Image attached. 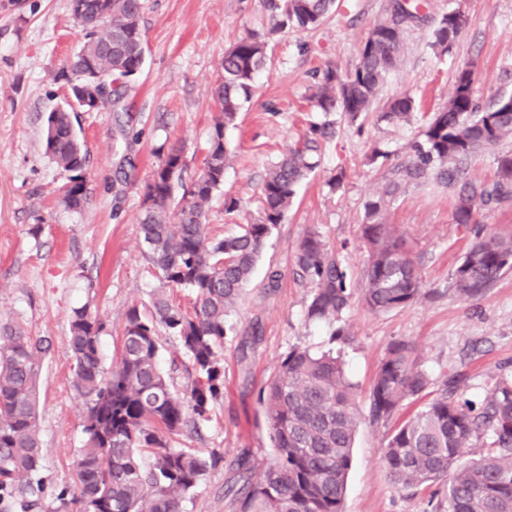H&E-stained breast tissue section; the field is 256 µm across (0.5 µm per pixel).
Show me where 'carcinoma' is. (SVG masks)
<instances>
[{
	"label": "carcinoma",
	"instance_id": "cac0c4a2",
	"mask_svg": "<svg viewBox=\"0 0 512 512\" xmlns=\"http://www.w3.org/2000/svg\"><path fill=\"white\" fill-rule=\"evenodd\" d=\"M335 0H264L271 32L318 27ZM144 0H94L80 27L83 43L74 53L76 74L91 66L112 83L113 102L124 100L125 79L144 63L141 16ZM426 15L411 0H390L387 17L377 21L362 41L355 67L340 73L330 64L316 70L311 103L324 121L310 125L303 140L267 172L256 222L236 233L213 236L205 224L213 193L224 183L232 151L224 138L253 91L256 74L267 59L266 42L247 36L224 56L223 75L214 95L220 114L208 139L204 168L188 195L174 196L182 180V150L158 154L144 187L138 223L144 255L164 284L193 297V312L173 306L165 295L153 300L145 316L129 308L120 359L105 368L102 334L108 324L83 306L69 321L73 387L84 410L86 442L75 461L73 488L58 500L70 512H183L188 494L202 482L209 462L170 444L168 436L187 424L209 420L224 389L220 351L234 310L250 281L265 241L282 223L298 186L317 166L314 153L334 137L335 120L351 121L369 111L387 75L401 60L403 35ZM434 23L433 46L448 50L460 37L467 18L450 9ZM477 71L462 68L445 108L436 113L411 143V159L394 167L377 199L367 205L360 240L367 251L361 299L374 313L411 305L426 295L407 241L384 208L412 184L433 176L452 185L464 174L477 150L512 138V95L482 107L475 98ZM413 110L408 95L395 98L383 113L401 120ZM46 154L65 172L62 200L77 209L85 199L86 155L71 113L50 112L45 122ZM512 202V153L498 156L490 183H464L454 197V222L474 235V242L454 270L453 295L474 300L512 271V236L484 232L478 210ZM301 276L314 286L307 318L331 325L353 298L343 256L326 247L312 230L296 250ZM179 342L188 360L191 382L175 393L159 365L158 329ZM48 341L30 335L19 323L0 325V512H42L43 452L38 428L39 379ZM463 375L452 372L436 395L387 437L383 464L401 489L439 484L437 512H512V379H500L479 404L461 400ZM432 380L417 347L406 339L388 345L370 391V416L387 422L407 402L419 399ZM274 459L255 472L247 454L240 457L246 512H345L352 448L362 414L354 385L340 356L293 348L280 361L260 392ZM482 437L485 453L459 462L461 450ZM150 453L145 463L139 452Z\"/></svg>",
	"mask_w": 512,
	"mask_h": 512
}]
</instances>
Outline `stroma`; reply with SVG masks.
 Listing matches in <instances>:
<instances>
[{
  "instance_id": "35a3bbf8",
  "label": "stroma",
  "mask_w": 512,
  "mask_h": 512,
  "mask_svg": "<svg viewBox=\"0 0 512 512\" xmlns=\"http://www.w3.org/2000/svg\"><path fill=\"white\" fill-rule=\"evenodd\" d=\"M390 0H337L323 23L302 32L271 34L262 0H145L141 20L145 63L130 80L126 100L133 120L129 136L116 130L113 112H78L75 126L87 153L86 197L79 209L62 204L66 174L44 152L48 112L65 103L70 87L58 73L78 49L81 29L67 0H0V323L17 321L50 342L39 382V434L48 481L46 512L59 506L61 484L71 481L86 435L72 387L68 336L75 308L90 305L108 325L102 337L105 364L121 354L127 311L152 312L155 294L190 309L192 296L166 289L142 254L137 218L141 187L155 150L182 147L184 185L203 168L207 138L218 109L212 91L225 52L253 35L267 42V64L255 79L251 100L225 132L233 151L207 212L212 234L235 232L258 216V196L272 163L321 121L308 103L313 72L325 63L347 71L371 27L387 15ZM462 9L469 24L449 51L433 48L430 24L411 26L399 66L380 89L371 111L356 121L336 117V136L322 143L318 165L301 183L282 224L268 238L231 328L224 337V393L211 418L185 427L175 447L215 459L184 512H241L239 458L255 470L273 459L259 393L278 361L292 348L320 353L332 348V326L307 318L313 286L295 264L300 240L317 231L342 250L353 288L363 286L367 254L359 246L367 204L376 199L393 166L409 159L410 144L448 102L458 70L475 66L481 104L512 94V0H424L428 16ZM409 95V118L387 121L388 103ZM240 201L234 218L224 199ZM384 217L407 239L424 288L432 295L384 314L353 300L341 317L352 336L342 358L361 410L389 343H414L434 383L449 371L463 374L464 396L483 399L512 376V273L485 295L463 302L449 293L451 274L473 237L455 224L453 192L435 181L411 186ZM281 274L268 288V270ZM406 405L387 424L362 420L355 435L345 512H431L429 489H398L383 463L394 425L420 410Z\"/></svg>"
}]
</instances>
